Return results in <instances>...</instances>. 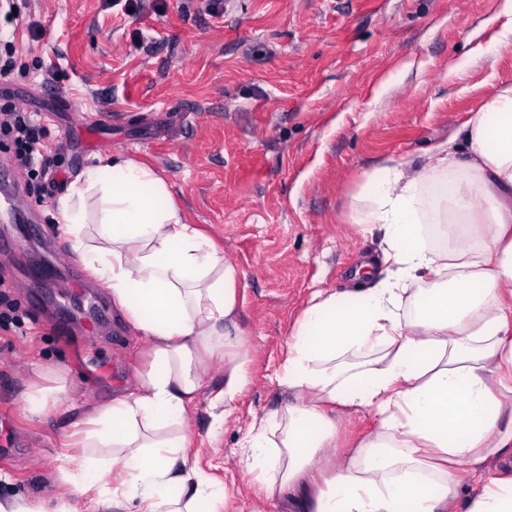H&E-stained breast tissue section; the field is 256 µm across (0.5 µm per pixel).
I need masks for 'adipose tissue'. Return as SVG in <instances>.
<instances>
[{
  "instance_id": "obj_1",
  "label": "adipose tissue",
  "mask_w": 512,
  "mask_h": 512,
  "mask_svg": "<svg viewBox=\"0 0 512 512\" xmlns=\"http://www.w3.org/2000/svg\"><path fill=\"white\" fill-rule=\"evenodd\" d=\"M353 210L380 255L297 319L279 383L307 399L251 423L242 463L262 493L239 512H453L487 461L512 458V83L424 158L373 168ZM59 214L148 344L133 385L83 417L79 467L62 458L60 481L115 512H219L224 488L191 462L185 413L215 354L241 341L236 267L162 176L120 153L81 170ZM246 384L245 360L225 362L214 429ZM339 407L375 423L343 452ZM467 512H512V474Z\"/></svg>"
}]
</instances>
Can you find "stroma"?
<instances>
[{"mask_svg": "<svg viewBox=\"0 0 512 512\" xmlns=\"http://www.w3.org/2000/svg\"><path fill=\"white\" fill-rule=\"evenodd\" d=\"M499 0H14L0 13L16 67L0 79V113L41 118L64 183L22 177L5 203L41 217L21 252L0 251V496L53 506L66 495L58 458L77 456L71 433L89 406L133 381L146 345L120 309L98 316L108 289L68 288L83 262L57 222L65 184L96 158L121 153L154 166L190 223L239 272L249 381L223 429L210 405L224 375L214 363L187 413L191 461L244 489L241 443L253 418L292 403L278 383L296 319L318 289L341 290L378 240L353 221L365 176L448 139L494 87L512 83V19ZM41 24L33 34L29 21ZM486 60L454 64L474 49ZM58 259L56 278L37 262ZM67 321V334L56 329ZM60 378L66 400L34 416L29 388Z\"/></svg>", "mask_w": 512, "mask_h": 512, "instance_id": "35a3bbf8", "label": "stroma"}]
</instances>
